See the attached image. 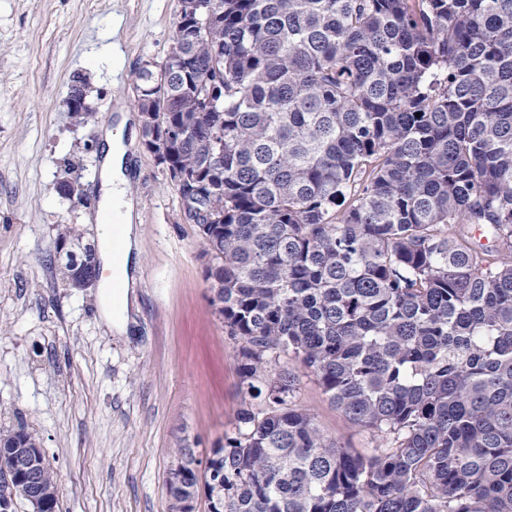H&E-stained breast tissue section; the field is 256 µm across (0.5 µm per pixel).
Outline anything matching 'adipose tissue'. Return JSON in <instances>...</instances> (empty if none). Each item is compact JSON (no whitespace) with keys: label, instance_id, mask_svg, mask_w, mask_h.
I'll return each mask as SVG.
<instances>
[{"label":"adipose tissue","instance_id":"obj_1","mask_svg":"<svg viewBox=\"0 0 512 512\" xmlns=\"http://www.w3.org/2000/svg\"><path fill=\"white\" fill-rule=\"evenodd\" d=\"M128 114L118 117L117 132L106 133L100 159L101 200L100 208L111 211L122 219L121 242L123 248L121 263H114L112 251V228L103 224L99 227V259L104 275L100 283L99 310L102 318L119 334L127 333L130 324L129 305L114 306L112 302L113 265H120L122 270H129L132 265V253L136 249V237L129 222L133 200L128 194L126 156L127 147L123 141L122 130L129 123Z\"/></svg>","mask_w":512,"mask_h":512}]
</instances>
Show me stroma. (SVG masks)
Instances as JSON below:
<instances>
[{"instance_id":"obj_1","label":"stroma","mask_w":512,"mask_h":512,"mask_svg":"<svg viewBox=\"0 0 512 512\" xmlns=\"http://www.w3.org/2000/svg\"><path fill=\"white\" fill-rule=\"evenodd\" d=\"M180 0H0V431L25 427L58 480L57 512H170L166 489L178 448L209 456L235 426L242 400L238 342L211 304L209 263L181 197L142 145L134 75L162 60ZM86 78L94 115L78 125L63 107ZM132 160L139 229L128 335L99 313L97 289L61 279L62 224L97 240L99 151L118 111ZM82 163L85 198L60 195L67 161ZM297 403L342 446L376 441L349 423L315 377L301 372Z\"/></svg>"}]
</instances>
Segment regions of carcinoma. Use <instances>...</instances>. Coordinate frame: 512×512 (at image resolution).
Listing matches in <instances>:
<instances>
[{
  "mask_svg": "<svg viewBox=\"0 0 512 512\" xmlns=\"http://www.w3.org/2000/svg\"><path fill=\"white\" fill-rule=\"evenodd\" d=\"M198 2L137 107L219 204L198 229L250 402L209 458L178 450L172 512L201 465L221 512H512V0ZM291 358L370 454L296 404Z\"/></svg>",
  "mask_w": 512,
  "mask_h": 512,
  "instance_id": "obj_1",
  "label": "carcinoma"
}]
</instances>
